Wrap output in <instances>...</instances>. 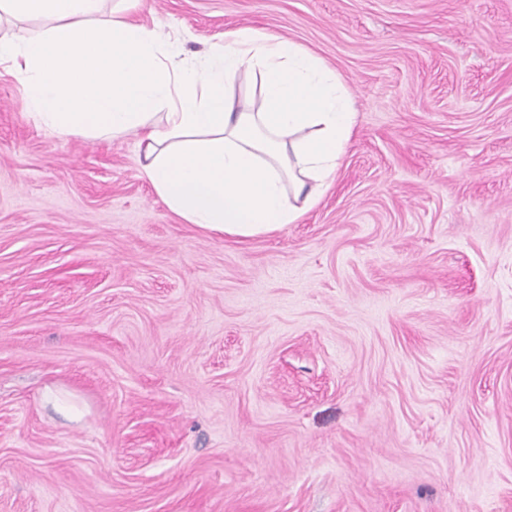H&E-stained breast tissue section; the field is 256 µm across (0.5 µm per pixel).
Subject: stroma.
I'll list each match as a JSON object with an SVG mask.
<instances>
[{
    "label": "stroma",
    "instance_id": "stroma-1",
    "mask_svg": "<svg viewBox=\"0 0 512 512\" xmlns=\"http://www.w3.org/2000/svg\"><path fill=\"white\" fill-rule=\"evenodd\" d=\"M134 18L189 59L292 40L357 123L318 205L241 239L0 70V512H512V0Z\"/></svg>",
    "mask_w": 512,
    "mask_h": 512
}]
</instances>
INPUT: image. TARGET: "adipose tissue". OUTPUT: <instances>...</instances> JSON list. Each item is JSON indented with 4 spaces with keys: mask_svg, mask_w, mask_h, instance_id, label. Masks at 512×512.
<instances>
[{
    "mask_svg": "<svg viewBox=\"0 0 512 512\" xmlns=\"http://www.w3.org/2000/svg\"><path fill=\"white\" fill-rule=\"evenodd\" d=\"M141 0H0V68L49 133L127 135L140 171L185 223L252 238L295 223L333 180L356 125L343 79L252 28L187 64ZM260 103L236 97L242 72Z\"/></svg>",
    "mask_w": 512,
    "mask_h": 512,
    "instance_id": "adipose-tissue-1",
    "label": "adipose tissue"
}]
</instances>
